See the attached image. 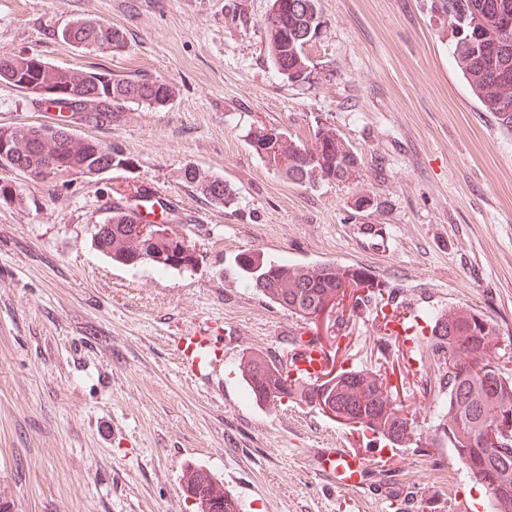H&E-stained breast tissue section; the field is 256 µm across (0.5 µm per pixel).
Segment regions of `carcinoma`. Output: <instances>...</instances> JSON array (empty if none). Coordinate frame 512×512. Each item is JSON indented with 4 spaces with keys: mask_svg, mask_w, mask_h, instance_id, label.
<instances>
[{
    "mask_svg": "<svg viewBox=\"0 0 512 512\" xmlns=\"http://www.w3.org/2000/svg\"><path fill=\"white\" fill-rule=\"evenodd\" d=\"M318 0H272L264 25L269 58L278 73L291 83L310 80L313 70L305 51L318 34L321 20ZM438 10L448 19L454 34L453 58L474 98L494 115L500 130L512 134V26L499 28L484 22L488 12L512 20V0H439ZM75 36L95 51L93 45L112 36V47H127L124 32L110 23L81 19L70 25ZM9 67L20 77L37 78V67L27 54L0 53V68ZM61 84L82 85L87 93L73 101L71 111L81 112L86 121L97 125L117 120L130 104L161 106L174 95V89L162 80L132 79L107 71L61 68L50 74ZM112 80L107 94L103 79ZM16 158L15 166L42 180L57 181L60 176L50 163L62 158L68 176L99 161L131 165V158L92 137L72 135L58 142L43 140L39 128L1 127ZM267 165L296 183L313 184L317 179L353 181L360 171L358 158L350 146L328 126L317 128L307 145L287 133L278 132L272 154L263 156ZM184 179L218 207L236 200L235 190L218 177L192 166L185 168ZM160 207L166 216L172 208L155 198L146 186L135 188L128 196L115 192L110 216L99 225L98 250L125 265L150 264L161 270L184 272L202 255L177 252L169 238L151 240L132 233V226L144 220L142 204ZM235 274L270 302L291 314L309 319L322 300L350 287L359 292L355 302L384 299L385 289L366 271L353 265L327 263H289L266 258L259 252L241 253L235 258ZM419 317L430 325L428 342L435 351V362L442 371L444 398L440 404V426L451 448L472 477L484 471L494 476L500 495L491 503L492 512H512V439L500 428V419L512 417V370L500 360L497 343L499 329L479 310L457 305L441 310H421ZM239 370L247 395L256 405L275 406L287 398L319 408L318 398L335 397L336 409L346 418L380 440L392 445H409L414 438L412 419L404 416L393 399L383 375L370 368L339 369L331 390L320 380H300L290 376V367L260 349L242 354ZM185 485L194 488L200 498L210 501L211 512H239L238 503L224 483L201 467H187L182 473Z\"/></svg>",
    "mask_w": 512,
    "mask_h": 512,
    "instance_id": "cac0c4a2",
    "label": "carcinoma"
}]
</instances>
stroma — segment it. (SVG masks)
<instances>
[{"label":"stroma","instance_id":"stroma-1","mask_svg":"<svg viewBox=\"0 0 512 512\" xmlns=\"http://www.w3.org/2000/svg\"><path fill=\"white\" fill-rule=\"evenodd\" d=\"M437 4L319 0L313 75L293 85L267 53L271 0H0V52L175 89L112 123L72 121L74 133L119 146L129 169L66 183L0 169L20 194L0 201V502L10 512H195L188 465L221 478L241 512H489L438 427L441 373L422 336H387L373 302L302 320L232 272L248 251L358 266L418 308L480 310L512 353V135L471 94ZM80 18L120 28L125 51L64 41ZM59 122L0 82V127ZM323 125L358 155L354 181L292 183L247 139L273 126L307 143ZM189 164L229 183L234 205L197 193ZM135 185L170 204L176 230L204 254L195 270L123 266L93 246L110 190ZM364 194L373 207L355 209ZM187 332L220 347L205 372L181 363ZM308 339L336 366L383 374L417 422L413 444L246 397L243 352L284 357ZM324 448L374 452L369 480L352 491L327 482Z\"/></svg>","mask_w":512,"mask_h":512}]
</instances>
